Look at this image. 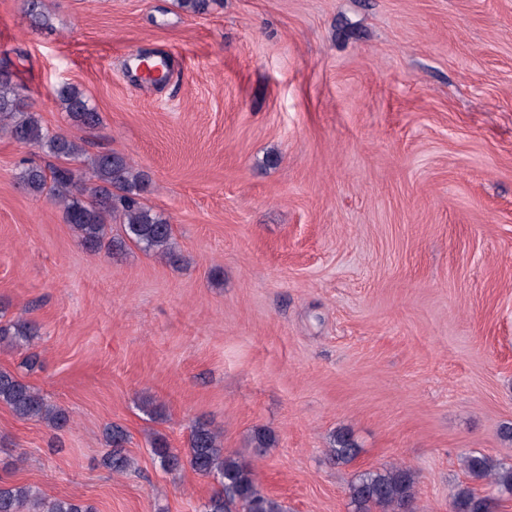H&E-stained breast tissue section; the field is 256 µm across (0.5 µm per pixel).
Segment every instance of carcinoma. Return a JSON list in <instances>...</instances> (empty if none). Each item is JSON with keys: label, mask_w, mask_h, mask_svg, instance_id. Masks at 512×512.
<instances>
[{"label": "carcinoma", "mask_w": 512, "mask_h": 512, "mask_svg": "<svg viewBox=\"0 0 512 512\" xmlns=\"http://www.w3.org/2000/svg\"><path fill=\"white\" fill-rule=\"evenodd\" d=\"M27 14L31 25L50 26L43 0H28ZM20 90L14 80H0V130L15 141L37 146L56 158L86 164L94 178L93 186L87 187L67 166H57L48 173L32 166L22 169L17 176L22 189L48 195L91 252L104 250L110 254L131 243L172 264L180 263L182 254L171 224L142 201L148 188L146 175L135 171L122 155L88 156L77 138L44 128L27 104L19 103ZM55 98L76 126L90 128L99 123V113L76 86L60 84ZM117 219L123 224V236L112 239L107 227ZM33 333L34 326L26 321L0 325V341H26ZM0 404L20 420H43L56 430L64 429L70 420L66 410L49 403L39 390L6 370H0ZM107 440L110 452L104 457L103 466L116 473L129 471L132 461L125 453L127 433L111 426L107 429ZM187 447L183 457L165 438L157 437L152 442V453L170 474L187 465L196 474L216 482L218 489L204 503L202 512H285L279 501L260 489L248 462L224 455L222 441L207 424L197 422L192 426ZM356 453L357 445L348 433L338 435L330 448V455L338 461L349 460ZM464 462L472 479H491L512 494V465L487 455L472 454L465 456ZM349 495L354 512H414L415 474L407 467L365 471L355 476ZM452 507L453 512H491V501L466 487L452 494ZM0 512H95V507L77 497L49 498L29 485L0 484Z\"/></svg>", "instance_id": "carcinoma-1"}]
</instances>
